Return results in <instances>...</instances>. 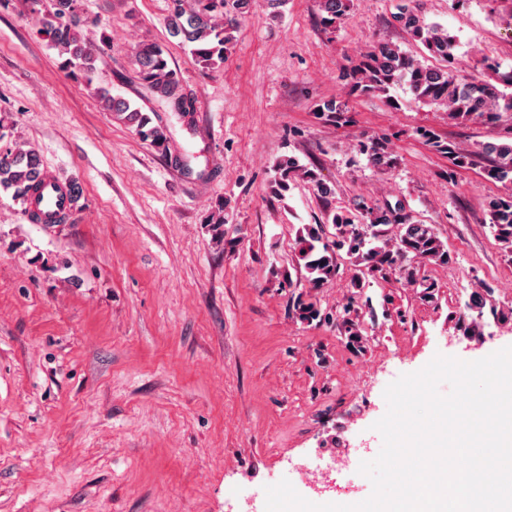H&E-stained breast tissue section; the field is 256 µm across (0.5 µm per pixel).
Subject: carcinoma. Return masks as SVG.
I'll list each match as a JSON object with an SVG mask.
<instances>
[{"mask_svg": "<svg viewBox=\"0 0 512 512\" xmlns=\"http://www.w3.org/2000/svg\"><path fill=\"white\" fill-rule=\"evenodd\" d=\"M39 33L64 57L63 66L82 72L87 81L95 73V57L81 38L80 19L75 9L76 0H43ZM252 0H170L167 18L169 35L191 47L196 61L206 68L224 62V46L230 42L226 31L234 28L239 19L250 12ZM346 8L344 0H320L321 23L326 27L336 24ZM397 19L419 40L428 52L444 62L441 68H432L390 44H380L363 56L348 71L353 87L362 91L385 90L395 83L405 84L415 100L428 105L444 106L455 119L483 118L496 124L506 116L512 119V75L500 81L504 89L487 80L464 78L453 67L455 40L438 25L424 26L408 5L400 6ZM142 81L161 104L185 116L194 111V102L183 91L175 72L169 67L165 49L158 43L143 44L137 51ZM97 95L106 110L133 129L155 147H168L166 127L152 124L151 117L129 100L112 95L105 87L97 88ZM419 135L437 152L448 157V181L456 171L470 164L468 157L457 153L431 129L419 130ZM504 141L487 143L483 151L494 156L488 174L499 182L512 183V125L504 128ZM38 154L32 149L15 148L0 152V192H12L20 203L31 185L42 175ZM371 216L364 233L356 232L358 225L342 213L332 217L336 226V239L324 243L312 234L305 241L304 252L309 280L324 283L336 277V255L340 251L358 264L386 274L398 272L408 279L414 278V267L407 254L414 253L436 264L448 263V251L435 231L427 224H418L409 214L394 219L385 215L374 216V209L362 207ZM394 222L401 225L397 248L384 245L383 226ZM488 228L504 250L512 252V193L497 198L490 205ZM503 322L512 318V310L504 311L473 297L463 310L448 312V321L468 335L479 331L484 335L486 319ZM340 335L348 348L363 351L362 336L354 302L343 307L339 321Z\"/></svg>", "mask_w": 512, "mask_h": 512, "instance_id": "1", "label": "carcinoma"}]
</instances>
